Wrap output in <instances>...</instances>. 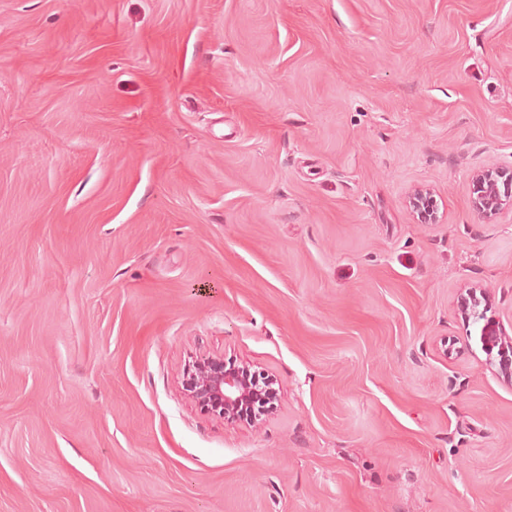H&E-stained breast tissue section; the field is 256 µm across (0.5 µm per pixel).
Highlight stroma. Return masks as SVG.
<instances>
[{
  "mask_svg": "<svg viewBox=\"0 0 512 512\" xmlns=\"http://www.w3.org/2000/svg\"><path fill=\"white\" fill-rule=\"evenodd\" d=\"M491 166L512 0H0V512H512ZM472 207L482 217L512 212V166L510 169H482L471 178ZM501 185L503 190L501 189ZM408 204L417 214L420 223L435 224L438 221V206L434 193L429 188L418 187L408 195ZM481 341L489 362L497 365L501 377L512 382V338L506 336L494 321H487L481 330ZM496 349V356L493 355ZM179 383L201 411L224 421L255 425L277 408L274 378L221 356H196L183 370Z\"/></svg>",
  "mask_w": 512,
  "mask_h": 512,
  "instance_id": "stroma-1",
  "label": "stroma"
}]
</instances>
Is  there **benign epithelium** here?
Listing matches in <instances>:
<instances>
[{"instance_id": "7a95c632", "label": "benign epithelium", "mask_w": 512, "mask_h": 512, "mask_svg": "<svg viewBox=\"0 0 512 512\" xmlns=\"http://www.w3.org/2000/svg\"><path fill=\"white\" fill-rule=\"evenodd\" d=\"M472 207L482 217L504 211L512 212V168L482 169L471 178ZM408 204L420 223L435 224L438 206L429 188L418 187L408 195ZM484 289L472 286L466 289L464 308L479 318L478 295ZM481 341L489 362L498 367L501 377L512 382V338L505 335L494 321L486 322L481 330ZM179 383L184 395L201 411L229 422L246 421L257 424L262 417L277 408L276 380L223 357L201 355L188 363Z\"/></svg>"}]
</instances>
